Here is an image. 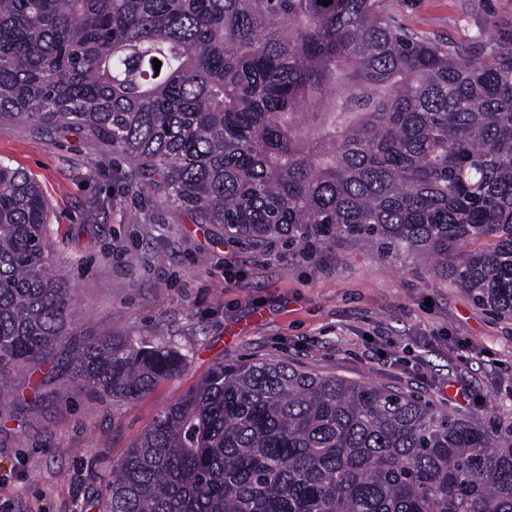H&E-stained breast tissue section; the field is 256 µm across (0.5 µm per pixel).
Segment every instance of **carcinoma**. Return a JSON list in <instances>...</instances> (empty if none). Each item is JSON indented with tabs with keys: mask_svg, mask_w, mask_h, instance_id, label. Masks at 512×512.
Listing matches in <instances>:
<instances>
[{
	"mask_svg": "<svg viewBox=\"0 0 512 512\" xmlns=\"http://www.w3.org/2000/svg\"><path fill=\"white\" fill-rule=\"evenodd\" d=\"M0 0V124H78L258 248L371 237L512 315V45L432 43L381 0ZM161 61L155 70L152 60ZM40 185L0 162V395L60 354L136 400L186 355L73 344ZM103 512H512V443L413 395L216 363L112 468Z\"/></svg>",
	"mask_w": 512,
	"mask_h": 512,
	"instance_id": "cac0c4a2",
	"label": "carcinoma"
}]
</instances>
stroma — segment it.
<instances>
[{"label":"stroma","mask_w":512,"mask_h":512,"mask_svg":"<svg viewBox=\"0 0 512 512\" xmlns=\"http://www.w3.org/2000/svg\"><path fill=\"white\" fill-rule=\"evenodd\" d=\"M433 43L512 44V0H384ZM0 161L29 172L49 208V263L75 331L177 346V377L136 401L78 386L51 359L0 397V512H102L106 481L157 415L224 359L283 361L421 397L512 428V317L478 306L421 255L334 237L310 252L255 249L198 224L135 164L84 127L0 126Z\"/></svg>","instance_id":"1"}]
</instances>
